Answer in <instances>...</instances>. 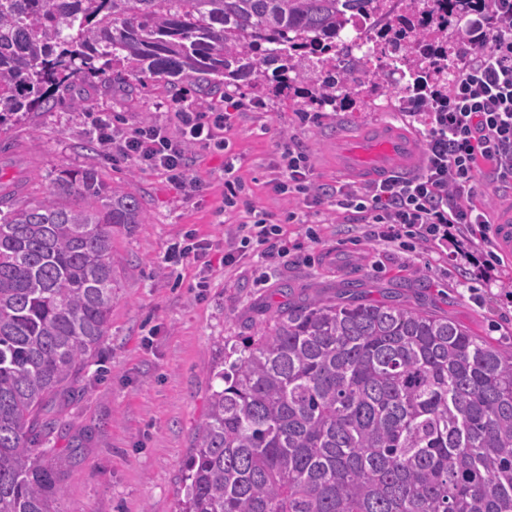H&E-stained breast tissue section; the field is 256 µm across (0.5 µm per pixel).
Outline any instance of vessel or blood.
<instances>
[{"mask_svg": "<svg viewBox=\"0 0 512 512\" xmlns=\"http://www.w3.org/2000/svg\"><path fill=\"white\" fill-rule=\"evenodd\" d=\"M417 143L401 131L388 125L371 129L361 138L343 146L338 157L340 167L366 173L379 180L400 169L415 173L419 166ZM493 242L503 254L512 257V210L494 216Z\"/></svg>", "mask_w": 512, "mask_h": 512, "instance_id": "obj_1", "label": "vessel or blood"}]
</instances>
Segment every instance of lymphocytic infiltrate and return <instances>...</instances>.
<instances>
[{
	"label": "lymphocytic infiltrate",
	"mask_w": 512,
	"mask_h": 512,
	"mask_svg": "<svg viewBox=\"0 0 512 512\" xmlns=\"http://www.w3.org/2000/svg\"><path fill=\"white\" fill-rule=\"evenodd\" d=\"M492 19L483 20L469 42L471 60L457 77L450 94L433 93L426 117L425 158L410 178L393 176L365 186L352 183L317 187L309 154L289 142L279 145V161L268 184L281 196L302 198L306 207L335 200L337 207L366 214L378 241L412 248L434 244L451 246L452 261L484 264L492 270L501 259L493 250L474 254L463 240L487 230L492 216L478 207L477 172L488 164L498 178L512 177V0H494ZM260 109L226 96L220 112H197L174 103L173 124L144 123L128 129L116 124L111 113L92 119V133L106 149L138 168L164 173L175 186L194 192L200 184L190 176L186 154L202 147L227 151L222 132L244 107ZM283 228L265 213L237 225L221 261L232 265L257 255L267 260L284 258ZM207 239L188 232L171 243L166 264L196 261L202 272L212 268Z\"/></svg>",
	"instance_id": "f902f5d3"
}]
</instances>
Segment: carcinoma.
Listing matches in <instances>:
<instances>
[{"mask_svg":"<svg viewBox=\"0 0 512 512\" xmlns=\"http://www.w3.org/2000/svg\"><path fill=\"white\" fill-rule=\"evenodd\" d=\"M379 0H0V131L78 81L151 77L263 88L310 102L381 86L332 51ZM411 91L451 87L492 0H407ZM273 75H268V70ZM0 183V512H59L47 403L75 391L110 325L112 230L140 199L97 168ZM288 302L224 341L181 512H512V351L405 304Z\"/></svg>","mask_w":512,"mask_h":512,"instance_id":"obj_1","label":"carcinoma"}]
</instances>
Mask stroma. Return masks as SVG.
Instances as JSON below:
<instances>
[{"label": "stroma", "mask_w": 512, "mask_h": 512, "mask_svg": "<svg viewBox=\"0 0 512 512\" xmlns=\"http://www.w3.org/2000/svg\"><path fill=\"white\" fill-rule=\"evenodd\" d=\"M85 98L88 111L69 107L70 95ZM241 97L264 101L263 109L240 114L224 133L230 154L196 147L187 154L192 177L203 189L185 195L165 175L104 150H89L92 115L109 112L127 126L167 125L173 102L208 112L224 97L194 83L172 85L150 77L106 80L58 91L50 111L35 112L0 132V178L7 180L37 164L38 191L59 169L95 166L104 179L140 197L143 223L112 234L117 280L110 327L101 353L84 370L82 396L51 406L68 429L56 431L58 447L71 434L86 436L81 456L64 463L60 512H179L185 463L196 444L210 395L219 385L212 372L225 340L252 335L288 301L345 298L347 283L358 282L365 301H394L449 317L477 334L512 348V261L486 282L447 258L435 245L402 249L370 238L359 216L333 200L311 209L273 193L267 180L279 141L293 140L309 151L321 185L348 181L336 168L337 137L352 138L376 124H389L422 141L424 118L403 102L381 99L338 110L324 108L317 122L301 124L293 96L242 89ZM233 156L244 184L240 207L224 212V161ZM256 209L283 220L287 261L246 259L215 265L208 287H199L198 264L165 267L169 243L193 230L220 256L236 224ZM298 222H290L289 213ZM314 227L316 239L306 236Z\"/></svg>", "instance_id": "1"}]
</instances>
